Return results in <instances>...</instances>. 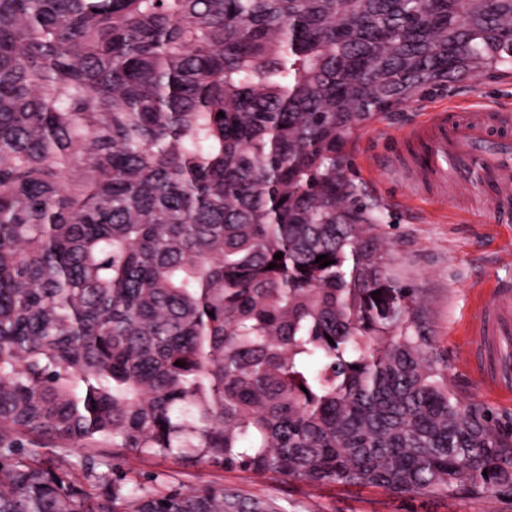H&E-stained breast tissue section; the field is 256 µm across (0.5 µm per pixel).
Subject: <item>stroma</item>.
<instances>
[{
	"mask_svg": "<svg viewBox=\"0 0 512 512\" xmlns=\"http://www.w3.org/2000/svg\"><path fill=\"white\" fill-rule=\"evenodd\" d=\"M481 103L512 108V77L454 83L398 110L377 114L349 140V174L386 208L387 222L378 232L392 246L390 274L430 299L424 323L437 355L447 364L449 388L463 401L502 418L512 416V388L488 384L470 360L469 339L482 301L501 288H512V213L489 211L488 188L456 186L451 197L441 200L415 191L396 168L412 125L435 109ZM57 454L92 484L119 476L148 489L218 483L247 498L275 501L282 512H512V503L494 494L479 499L464 494L400 498L378 488L311 486L170 458L130 454L117 460L102 448L63 447ZM88 462L93 465L89 472L84 469Z\"/></svg>",
	"mask_w": 512,
	"mask_h": 512,
	"instance_id": "35a3bbf8",
	"label": "stroma"
}]
</instances>
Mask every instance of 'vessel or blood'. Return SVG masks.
<instances>
[{
  "label": "vessel or blood",
  "instance_id": "vessel-or-blood-1",
  "mask_svg": "<svg viewBox=\"0 0 512 512\" xmlns=\"http://www.w3.org/2000/svg\"><path fill=\"white\" fill-rule=\"evenodd\" d=\"M428 171L455 183L491 185L495 211H512V110L487 106L433 111L409 133ZM471 334L475 346L512 339V292L497 291L478 311Z\"/></svg>",
  "mask_w": 512,
  "mask_h": 512
}]
</instances>
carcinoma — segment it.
<instances>
[{"label":"carcinoma","mask_w":512,"mask_h":512,"mask_svg":"<svg viewBox=\"0 0 512 512\" xmlns=\"http://www.w3.org/2000/svg\"><path fill=\"white\" fill-rule=\"evenodd\" d=\"M510 66L512 0H0V512H279L87 490L51 443L511 497L346 151Z\"/></svg>","instance_id":"carcinoma-1"}]
</instances>
